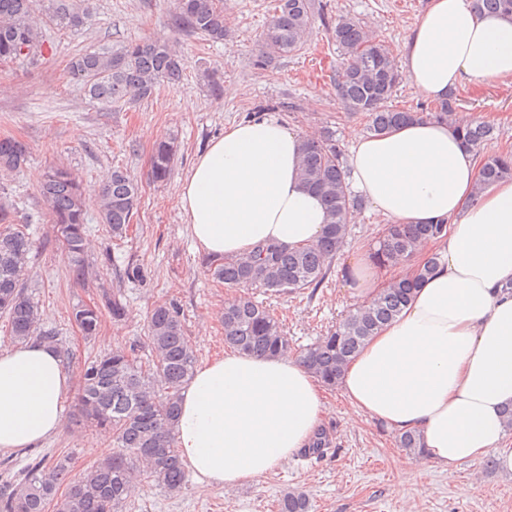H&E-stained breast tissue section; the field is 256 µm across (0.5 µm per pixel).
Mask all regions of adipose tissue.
<instances>
[{
	"label": "adipose tissue",
	"instance_id": "1",
	"mask_svg": "<svg viewBox=\"0 0 512 512\" xmlns=\"http://www.w3.org/2000/svg\"><path fill=\"white\" fill-rule=\"evenodd\" d=\"M401 67L433 101L467 85L512 80V16L472 0H430L409 29ZM304 137L273 116L233 123L198 155L179 203L198 248L239 256L260 243L298 248L327 222L322 199L298 174ZM349 173L391 224L448 225L403 260L365 247L349 265L353 296L420 280L396 319L347 364L339 387L353 412L420 435L423 460L448 470L500 450L512 406V178L480 184L478 153L462 132L413 119L373 136L349 130ZM71 375L59 349L29 340L0 349V451L58 433ZM325 403L319 379L294 356L232 353L198 366L182 392L176 446L195 481L233 490L307 447Z\"/></svg>",
	"mask_w": 512,
	"mask_h": 512
}]
</instances>
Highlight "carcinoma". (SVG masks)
<instances>
[{
	"label": "carcinoma",
	"instance_id": "obj_1",
	"mask_svg": "<svg viewBox=\"0 0 512 512\" xmlns=\"http://www.w3.org/2000/svg\"><path fill=\"white\" fill-rule=\"evenodd\" d=\"M40 0H0V62L30 64L42 55L43 41L34 24ZM49 18L66 27H81L87 8L67 0H47ZM176 27L214 42L224 40L227 26L224 9L215 0H173ZM490 13L512 15V0H475ZM331 34L340 56L333 74L336 95L344 108L363 116L368 132L380 134L414 117L445 120L464 132L465 140L478 150L493 139L495 128L482 121L456 118L453 98L430 109L400 110L389 106L402 81L385 41L369 33L354 17H327L321 0H276L257 47L256 65L268 67L278 59L304 49L316 21ZM30 53L20 54V45ZM69 73L82 82L88 95L106 104L143 101L156 87L180 82L184 59L164 40L132 42L112 52H86L72 57ZM177 145L161 140L154 148L151 177L166 180L172 170ZM25 143L0 139V172L10 173L26 164ZM300 174L307 187L324 202L327 224L314 244L287 249L275 243L256 246L245 257L206 260L212 278L226 288H263L274 293L317 289L332 273L336 256L344 247L348 224L364 203L350 191L340 151L326 136L305 137ZM512 177V154L488 156L480 179L491 182ZM47 203L48 221L71 258V276L85 286L92 272L85 263L87 218L83 187L67 168L50 169L40 188ZM101 223L114 239L125 237L139 200L138 183L116 169L100 194ZM448 236L446 224H389L379 240L376 256L386 260L410 252L421 239ZM32 241L17 223L14 205L0 200V314L5 316L13 341L36 338L55 345L57 331L43 324L37 304L27 292L23 271ZM431 260L413 278L393 281L371 301L350 311L345 318L313 344L299 351L298 359L328 387L338 385L346 364L385 323L397 317L409 301L418 281L431 274ZM112 319L127 315L118 292L104 298ZM102 312L93 305L78 304L72 318L86 337L97 335ZM224 343L247 354L276 356L289 353L293 344L282 323L269 307L245 295L224 304ZM149 358L137 357L136 348H115L88 358L81 369L77 400L86 421L112 439V451L90 468L73 473L71 458L39 459L14 477L0 481V512H129L127 487L138 481L152 484L170 495L179 493L187 470L175 448L174 426L182 390L193 376L196 354L185 336L180 311L172 302L154 306L147 320ZM329 444L327 432L317 431L304 449L320 455ZM64 493H59L60 487ZM309 497L287 491L278 499V512H311Z\"/></svg>",
	"mask_w": 512,
	"mask_h": 512
}]
</instances>
